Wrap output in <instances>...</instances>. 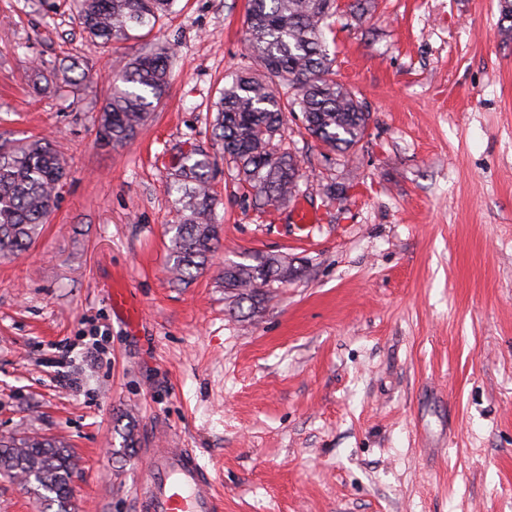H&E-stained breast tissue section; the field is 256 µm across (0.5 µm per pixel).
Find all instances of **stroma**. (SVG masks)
Segmentation results:
<instances>
[{
    "label": "stroma",
    "instance_id": "obj_1",
    "mask_svg": "<svg viewBox=\"0 0 512 512\" xmlns=\"http://www.w3.org/2000/svg\"><path fill=\"white\" fill-rule=\"evenodd\" d=\"M502 0H368L332 18L337 79L371 114L344 155L286 114L296 199L244 190L212 134L245 61L247 0H178L109 46L74 0H0V142L49 139L68 177L29 251L0 262V440L66 442L73 512H134L145 448H193L224 512H512V32ZM175 50L136 139H96L107 76ZM93 85L37 96L40 62ZM216 161L222 247L166 268L181 152ZM316 217L296 224V204ZM300 268L259 311L227 262ZM127 290L136 321L112 305ZM132 429L135 446L121 451Z\"/></svg>",
    "mask_w": 512,
    "mask_h": 512
}]
</instances>
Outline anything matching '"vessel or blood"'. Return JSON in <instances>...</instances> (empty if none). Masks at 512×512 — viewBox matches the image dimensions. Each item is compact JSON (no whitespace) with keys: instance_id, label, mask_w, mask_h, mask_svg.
Wrapping results in <instances>:
<instances>
[{"instance_id":"b4317fda","label":"vessel or blood","mask_w":512,"mask_h":512,"mask_svg":"<svg viewBox=\"0 0 512 512\" xmlns=\"http://www.w3.org/2000/svg\"><path fill=\"white\" fill-rule=\"evenodd\" d=\"M135 486V512H220L216 480L191 448H150Z\"/></svg>"}]
</instances>
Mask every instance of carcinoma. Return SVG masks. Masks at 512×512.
I'll return each instance as SVG.
<instances>
[{"label": "carcinoma", "instance_id": "cac0c4a2", "mask_svg": "<svg viewBox=\"0 0 512 512\" xmlns=\"http://www.w3.org/2000/svg\"><path fill=\"white\" fill-rule=\"evenodd\" d=\"M176 0H79L78 20L88 36L108 43L126 40L130 32L153 29L173 11ZM335 0H248L247 57L215 103L214 135L224 144V157L240 180L264 198L280 204L299 192V165L294 155L273 147L283 114L301 112L307 133L346 153L364 138L370 113L351 89L336 79L323 31L334 14ZM172 52L151 48L112 73V93L102 108L99 141L123 145L135 139L165 94ZM70 69L32 70L33 89L59 91L81 84ZM295 90L293 97L282 92ZM212 163L197 149L182 156L173 189L182 202L178 224L171 228L168 270L185 281L205 270L221 244V225L214 221L216 200L210 187ZM67 178L64 159L44 138L0 144V259L26 252L41 233ZM275 256L255 264L229 263L222 270L224 289L258 308L269 288L297 277ZM76 463L62 442L25 436L0 441V472L26 475L34 492L72 512L70 482Z\"/></svg>", "mask_w": 512, "mask_h": 512}]
</instances>
